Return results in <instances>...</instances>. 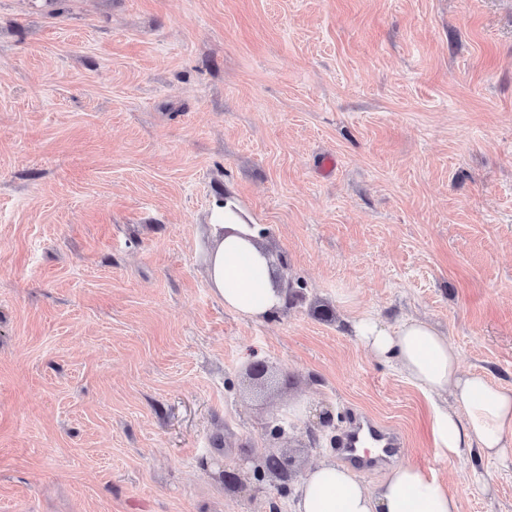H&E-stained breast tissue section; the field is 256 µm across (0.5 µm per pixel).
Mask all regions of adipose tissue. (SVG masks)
<instances>
[{"mask_svg":"<svg viewBox=\"0 0 512 512\" xmlns=\"http://www.w3.org/2000/svg\"><path fill=\"white\" fill-rule=\"evenodd\" d=\"M247 221L245 210L232 198L214 205L208 277L225 307L243 318L262 320L278 311L284 299L272 284L266 256L242 235ZM351 325L364 348L379 360L395 363L431 398L452 397V405L435 407L431 422L440 456L456 460L475 452L512 464V388L463 371L456 348L429 322L407 319L392 328L360 314ZM293 512H460V504L434 474L417 465L392 467L371 490L352 468L331 458L307 473Z\"/></svg>","mask_w":512,"mask_h":512,"instance_id":"ef3b65f1","label":"adipose tissue"}]
</instances>
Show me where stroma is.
Listing matches in <instances>:
<instances>
[{"mask_svg":"<svg viewBox=\"0 0 512 512\" xmlns=\"http://www.w3.org/2000/svg\"><path fill=\"white\" fill-rule=\"evenodd\" d=\"M224 195L298 294L261 321L207 278ZM363 313L512 387V0H0V512H290L353 411L512 512Z\"/></svg>","mask_w":512,"mask_h":512,"instance_id":"1","label":"stroma"}]
</instances>
